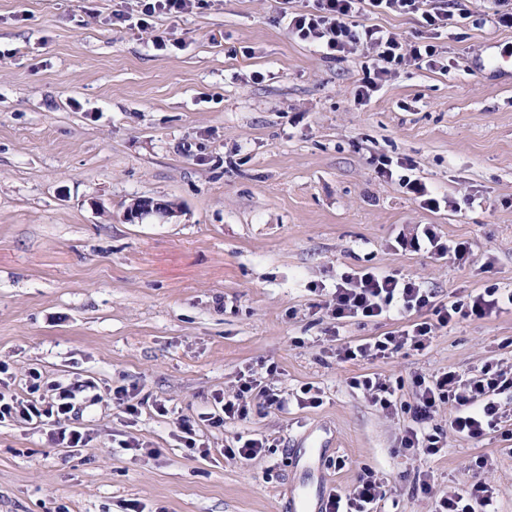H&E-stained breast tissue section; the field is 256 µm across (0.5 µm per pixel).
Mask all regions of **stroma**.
I'll return each mask as SVG.
<instances>
[{
  "instance_id": "stroma-1",
  "label": "stroma",
  "mask_w": 512,
  "mask_h": 512,
  "mask_svg": "<svg viewBox=\"0 0 512 512\" xmlns=\"http://www.w3.org/2000/svg\"><path fill=\"white\" fill-rule=\"evenodd\" d=\"M511 9L422 0L413 14L366 13L407 42L428 37L422 12L456 25L436 40L442 68L406 62L360 104L369 54L324 58L289 34L280 0H204L150 32L138 0H0V363L9 393L33 368L72 389L91 436L72 452L47 427L1 423L0 512H289L292 450L313 437L328 444L312 462L325 487L372 473L381 512H431L435 496L479 480L512 512V389L497 397L500 431L458 435L446 402L432 421L442 450L401 451L415 377L512 371V309L435 330L421 351L344 362L342 344L429 312L338 321L326 307L337 275L370 268L439 303L512 291V29L494 22ZM383 155L413 161L453 207L429 210L377 178ZM143 198L170 213L127 222ZM425 227L468 243L469 261L405 247ZM271 365L279 390L310 384L322 404L256 407L202 426L207 456L183 447L175 416L197 419L240 371ZM365 374L398 384L393 411L350 387ZM132 386L134 419L112 403ZM248 433L269 452L226 457ZM130 436L141 451L124 448Z\"/></svg>"
}]
</instances>
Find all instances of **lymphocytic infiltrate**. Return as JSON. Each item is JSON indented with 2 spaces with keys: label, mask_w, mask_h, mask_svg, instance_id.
Segmentation results:
<instances>
[{
  "label": "lymphocytic infiltrate",
  "mask_w": 512,
  "mask_h": 512,
  "mask_svg": "<svg viewBox=\"0 0 512 512\" xmlns=\"http://www.w3.org/2000/svg\"><path fill=\"white\" fill-rule=\"evenodd\" d=\"M420 0H316L314 10L283 12L289 33L316 48L329 59H340L356 49L375 50L372 64L366 67L356 89L358 99L371 98L382 82L406 60L433 68L439 62L436 45L429 42L409 43L394 32L363 23L367 10H383L398 14L421 13L423 24L437 31L448 27L452 15L445 11L423 12ZM334 319H370L402 315L431 308L434 321L413 323L410 329L391 331L372 341L348 345L338 352L342 361L388 358L410 348L424 350L435 328H446L457 319L492 314L498 309L512 307V292L502 293L495 288L470 295L468 302L434 303L427 289L413 280L374 270L345 272L336 280L331 294ZM40 373H32L24 394L10 397L0 394V423L33 421L52 424L49 435L52 444L62 448H84L90 436L74 426L78 413L70 389L57 387L55 393L41 391ZM238 390L234 395L216 394L212 411L200 414L198 421L213 427L229 421L246 420L250 414V399L279 410L288 402L277 389L257 377L254 371L240 373ZM415 403L412 407L414 425L401 439L403 452L433 456L440 451V431L430 428L429 421L439 403L454 401L456 411L452 428L470 439L482 438L487 430L497 428L501 415L497 397L512 388V376L487 364L479 375L464 377L448 371L432 378H415ZM384 497L382 485L373 474L360 477L352 493H330L324 512H377ZM494 493L485 482L477 481L453 493L435 497L433 512H494Z\"/></svg>",
  "instance_id": "obj_1"
}]
</instances>
